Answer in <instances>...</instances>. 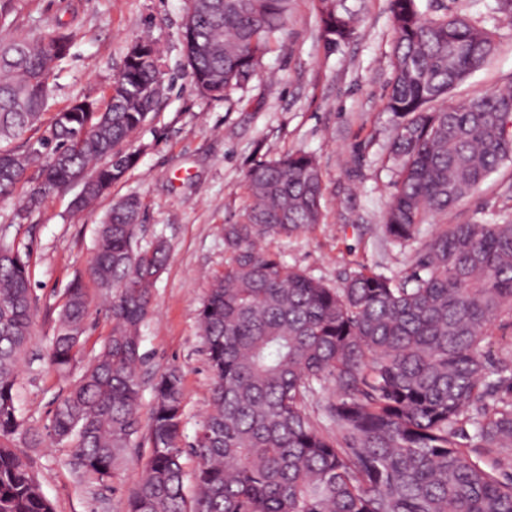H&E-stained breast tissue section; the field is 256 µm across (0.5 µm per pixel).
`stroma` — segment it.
Listing matches in <instances>:
<instances>
[{
  "mask_svg": "<svg viewBox=\"0 0 512 512\" xmlns=\"http://www.w3.org/2000/svg\"><path fill=\"white\" fill-rule=\"evenodd\" d=\"M0 39L28 37L64 26L69 52L55 69L49 106L38 124L46 129L58 110L78 97L103 96L123 62L126 45L156 43L163 54V91L145 125L132 137L136 165L124 181L76 213L78 186L48 196L28 220L13 216L27 191L18 185L0 198V231L30 255L36 303L30 351L19 371L21 416L49 425L56 397L67 386L48 364L54 319L76 274L93 256L97 229L113 200L138 196L143 230L138 243L166 240V268L153 289V310L141 328V419H149L152 380L169 368L182 375L185 392L182 443L190 445L209 409L211 374L203 353L199 308L212 276L224 270V227L247 203L245 174L267 154L303 150L318 160L325 221L309 233L273 241L283 260L329 286L366 265L400 275L405 256L382 232L395 176L387 161L394 134L384 110L391 89L393 30L388 0H367L360 37L336 49L324 43L313 0H294L286 33L271 45L258 75L225 100L202 95L188 74L183 52L186 0H12ZM512 82V21L501 19L498 48L482 68L451 92L469 100ZM512 210V158L505 160L447 221H488ZM83 335L86 350L99 349L112 329L111 299L91 290ZM55 512H124L140 478L147 449L107 485L78 472L70 450L16 441Z\"/></svg>",
  "mask_w": 512,
  "mask_h": 512,
  "instance_id": "obj_1",
  "label": "stroma"
}]
</instances>
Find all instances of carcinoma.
<instances>
[{
	"instance_id": "carcinoma-1",
	"label": "carcinoma",
	"mask_w": 512,
	"mask_h": 512,
	"mask_svg": "<svg viewBox=\"0 0 512 512\" xmlns=\"http://www.w3.org/2000/svg\"><path fill=\"white\" fill-rule=\"evenodd\" d=\"M394 31L385 110L395 136L394 191L384 233L394 245L429 236L409 270L359 266L332 288L290 267L265 242L324 221L314 155L264 156L246 173L250 202L224 225V273L199 310L212 374L209 412L191 445L193 489L180 445L184 391L170 368L152 385L141 434L140 328L167 259L158 239L137 244L142 202L112 205L99 226L88 278L112 298V331L54 402L47 433L19 414L20 361L32 339L30 255L0 242V512H54L28 461L13 450L43 436L71 449L76 469L106 482L146 443L125 512H512V336L488 352L496 322L512 324V219L435 224L512 157V89L469 102L451 90L497 48L486 20L421 11L389 0ZM291 0H188L184 52L197 90L222 99L256 76L271 40L286 32ZM322 36L355 40L365 0H317ZM56 27L0 43V197L29 184L22 222L49 195L88 177L82 211L136 164L128 148L160 97V50L127 46L123 65L89 112L66 107L46 134L23 140L49 103L69 51ZM90 305L82 278L66 293L49 361L71 371ZM318 402L317 414L307 405Z\"/></svg>"
}]
</instances>
